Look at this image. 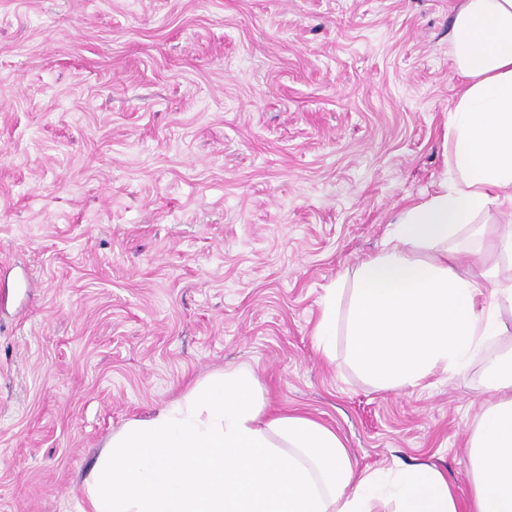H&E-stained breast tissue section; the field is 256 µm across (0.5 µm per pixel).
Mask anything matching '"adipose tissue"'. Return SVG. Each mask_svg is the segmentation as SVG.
Here are the masks:
<instances>
[{"instance_id": "adipose-tissue-1", "label": "adipose tissue", "mask_w": 512, "mask_h": 512, "mask_svg": "<svg viewBox=\"0 0 512 512\" xmlns=\"http://www.w3.org/2000/svg\"><path fill=\"white\" fill-rule=\"evenodd\" d=\"M452 33L466 80L451 115L453 176L404 209L385 250L355 270L347 334L352 361L382 389L486 357L493 401L469 439V496L426 464L356 473L336 432L306 415L260 423L261 390L241 368L113 435L84 481L83 512H371L385 493L397 512H512V352L487 354L507 330L512 273L460 272L441 249L489 206L512 211V0H462ZM435 246L439 255L416 257Z\"/></svg>"}]
</instances>
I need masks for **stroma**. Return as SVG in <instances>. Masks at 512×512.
Here are the masks:
<instances>
[{
    "label": "stroma",
    "instance_id": "1",
    "mask_svg": "<svg viewBox=\"0 0 512 512\" xmlns=\"http://www.w3.org/2000/svg\"><path fill=\"white\" fill-rule=\"evenodd\" d=\"M459 4L0 0V512H81L113 434L240 366L357 471L427 463L468 496L483 359L382 390L345 319L313 337L451 175ZM341 291L342 288H339L336 284L325 288L322 298V312L314 328L313 336L325 353H329L334 344L336 336V316Z\"/></svg>",
    "mask_w": 512,
    "mask_h": 512
}]
</instances>
